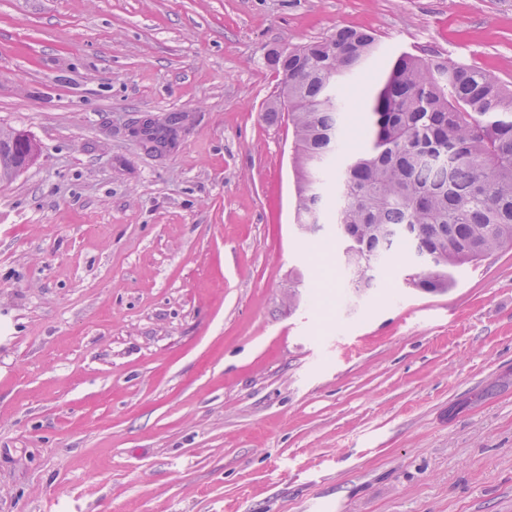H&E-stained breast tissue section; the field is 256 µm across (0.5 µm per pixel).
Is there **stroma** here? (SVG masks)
I'll use <instances>...</instances> for the list:
<instances>
[{"label": "stroma", "instance_id": "stroma-1", "mask_svg": "<svg viewBox=\"0 0 512 512\" xmlns=\"http://www.w3.org/2000/svg\"><path fill=\"white\" fill-rule=\"evenodd\" d=\"M343 27L347 150L400 53L512 84V0H0V512H512V251L351 301L294 224L268 57ZM38 151L37 144L27 135L0 127V183L10 182L30 168Z\"/></svg>", "mask_w": 512, "mask_h": 512}]
</instances>
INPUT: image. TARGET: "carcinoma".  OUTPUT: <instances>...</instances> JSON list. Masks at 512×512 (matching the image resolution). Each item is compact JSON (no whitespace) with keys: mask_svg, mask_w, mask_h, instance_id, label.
<instances>
[{"mask_svg":"<svg viewBox=\"0 0 512 512\" xmlns=\"http://www.w3.org/2000/svg\"><path fill=\"white\" fill-rule=\"evenodd\" d=\"M373 34L356 29L288 48L275 60L288 97L296 177L295 220L323 226L322 175L354 105L347 78L374 56ZM362 147L337 179L335 224L347 289L384 285L396 251L435 252L407 271L411 287L442 293L455 273L512 248V87L484 71L404 53L372 76L363 102ZM37 144L0 127V183L30 168Z\"/></svg>","mask_w":512,"mask_h":512,"instance_id":"1","label":"carcinoma"}]
</instances>
